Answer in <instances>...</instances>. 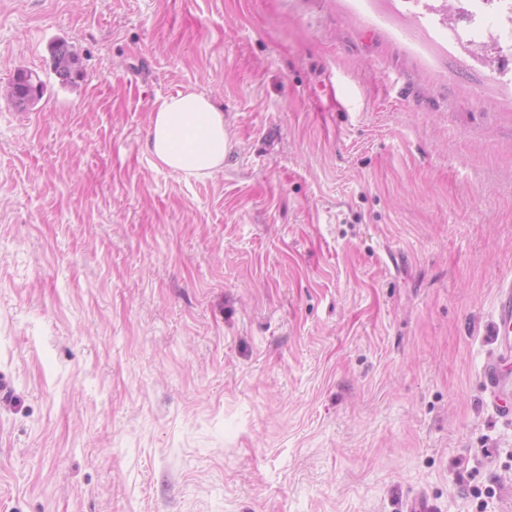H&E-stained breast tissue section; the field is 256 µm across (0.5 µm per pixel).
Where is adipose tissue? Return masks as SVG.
Returning a JSON list of instances; mask_svg holds the SVG:
<instances>
[{"label": "adipose tissue", "mask_w": 512, "mask_h": 512, "mask_svg": "<svg viewBox=\"0 0 512 512\" xmlns=\"http://www.w3.org/2000/svg\"><path fill=\"white\" fill-rule=\"evenodd\" d=\"M147 147L160 166L205 179L223 172L233 143L223 111L205 94L186 90L156 104Z\"/></svg>", "instance_id": "1"}]
</instances>
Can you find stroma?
<instances>
[{
	"instance_id": "stroma-1",
	"label": "stroma",
	"mask_w": 512,
	"mask_h": 512,
	"mask_svg": "<svg viewBox=\"0 0 512 512\" xmlns=\"http://www.w3.org/2000/svg\"><path fill=\"white\" fill-rule=\"evenodd\" d=\"M503 67L409 0H0V512H512ZM187 89L211 178L146 145ZM53 69L62 84L74 83L80 77L79 60L71 47L60 42L52 48ZM147 147L157 164L186 179L211 178L223 172L224 161L234 148L224 111L194 90L155 105ZM502 303L500 307V320L497 334L501 335L503 353L491 364L489 369L493 378L496 379L503 375L501 371L502 363L512 356V341L510 339V331L512 329V283L502 286Z\"/></svg>"
}]
</instances>
